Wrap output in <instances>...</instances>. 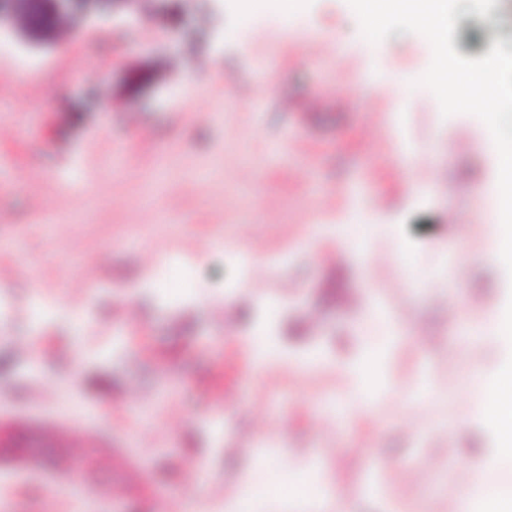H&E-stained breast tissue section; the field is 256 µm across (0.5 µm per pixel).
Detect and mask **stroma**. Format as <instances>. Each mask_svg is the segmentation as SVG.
Wrapping results in <instances>:
<instances>
[{
    "mask_svg": "<svg viewBox=\"0 0 512 512\" xmlns=\"http://www.w3.org/2000/svg\"><path fill=\"white\" fill-rule=\"evenodd\" d=\"M116 0L110 23L5 20L39 60L0 55V484L15 512H197L244 474L315 466L351 512H454L451 489L493 438L468 402L470 364L512 354L467 335L512 278L484 237L470 178L494 175L479 118L443 117L416 83L412 34L360 37L347 0H309L291 28L270 9L239 24L230 0L174 12ZM486 18L459 10L456 51L480 58ZM195 46L204 68L170 61ZM404 74L403 153L377 81ZM463 141L466 151H449ZM383 200L387 223L367 201ZM370 239L345 250L337 222ZM254 264L240 268L238 252ZM463 270L449 276L453 262ZM92 280H85L86 270ZM179 302H155L172 275ZM48 307L33 321L29 298ZM263 310L285 350L326 361L255 373L242 309ZM391 388L372 411L343 372L383 346ZM38 339L28 352L26 337ZM91 474L86 487L82 474ZM387 496L367 493L373 474Z\"/></svg>",
    "mask_w": 512,
    "mask_h": 512,
    "instance_id": "obj_1",
    "label": "stroma"
}]
</instances>
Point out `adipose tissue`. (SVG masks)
<instances>
[{"mask_svg": "<svg viewBox=\"0 0 512 512\" xmlns=\"http://www.w3.org/2000/svg\"><path fill=\"white\" fill-rule=\"evenodd\" d=\"M469 380L483 395L480 416L487 421L495 446L485 460L487 471L496 472L512 465V363L502 365L494 374H485L480 365H471ZM311 482H273L263 486L245 483L241 494L225 506V512H257L266 499L288 500L319 496ZM452 497L459 512H512V496L502 495L492 485L475 486L458 481Z\"/></svg>", "mask_w": 512, "mask_h": 512, "instance_id": "obj_1", "label": "adipose tissue"}]
</instances>
